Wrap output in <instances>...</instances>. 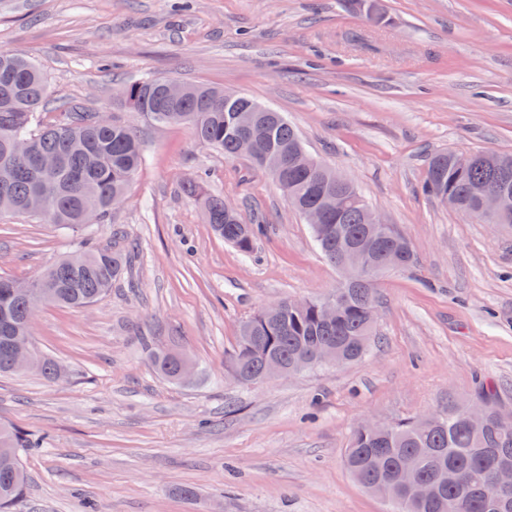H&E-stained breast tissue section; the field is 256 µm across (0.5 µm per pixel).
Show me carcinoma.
<instances>
[{
  "instance_id": "carcinoma-1",
  "label": "carcinoma",
  "mask_w": 512,
  "mask_h": 512,
  "mask_svg": "<svg viewBox=\"0 0 512 512\" xmlns=\"http://www.w3.org/2000/svg\"><path fill=\"white\" fill-rule=\"evenodd\" d=\"M155 84L144 79L126 85L125 105L156 123L187 128L196 141L223 150L227 157L237 156L239 137L249 134L255 143L250 161L267 171L278 168L272 179L289 205L300 214L321 212L323 224L311 231L328 262L343 266L344 245L378 235L373 211L355 185H338L334 170L320 161H305L309 153L283 113L255 112L253 124L244 130L238 114L257 106L250 98L227 104L224 90L190 83L183 97L168 101ZM47 104L48 84L41 68L25 56L0 51V215L44 216L67 233L87 230L86 218L103 223L112 200L125 196L142 162L141 146L133 130L115 119L94 125L89 112H48ZM16 134L31 141L29 155L12 154L10 140ZM42 155H59L63 165L44 172L36 165ZM481 182L504 183L512 191V154L479 152L463 161L454 152L438 153L429 162L423 191L436 199L456 196L463 210L487 224H512V214L489 218L477 210L471 187ZM189 192L214 232L242 254H251L253 225L202 183L189 186ZM389 249L402 250L403 266H413L410 243L395 230L378 242L376 255ZM77 252L79 262L65 256L32 280L26 296L11 293L14 279L0 275V374L13 372L10 345L29 335L34 302L82 308L104 297L129 267V252L118 240L110 247L85 240ZM379 274L359 273L329 294L338 308L334 320L322 315L323 297L285 299L278 309L250 317L230 359L233 377L254 384L272 361L297 372L310 370L320 366L316 355L326 346L335 347L344 363L360 358L373 335ZM186 361L172 352L152 354L157 373L173 382ZM483 401L486 414L478 428L470 426L461 405L431 412L423 427L414 419L392 423L381 432L358 427L345 465L360 485L389 502L391 512H512V492L499 491L496 483L497 468L512 465V427L498 423L491 396ZM29 447L22 432L0 424V512H9L24 493L22 453ZM406 468L434 487L432 497L419 500L401 483L399 475ZM450 469L459 471L464 482L448 484Z\"/></svg>"
}]
</instances>
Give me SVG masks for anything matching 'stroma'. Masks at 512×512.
Returning a JSON list of instances; mask_svg holds the SVG:
<instances>
[{
  "label": "stroma",
  "mask_w": 512,
  "mask_h": 512,
  "mask_svg": "<svg viewBox=\"0 0 512 512\" xmlns=\"http://www.w3.org/2000/svg\"><path fill=\"white\" fill-rule=\"evenodd\" d=\"M0 50L35 60L53 105L132 125L143 154L90 232L100 245L122 233L127 274L90 308L34 320L64 377L0 376V423L35 443L12 512H388L344 465L360 423L489 390L512 410V225L421 191L438 152L512 153V0H0ZM151 77L285 113L408 239L415 264L380 277L377 336L360 359L233 378L246 319L342 276L267 173L124 104L118 89ZM200 177L261 220L250 255L187 196ZM77 242L42 218H1L0 274L32 279ZM155 349L187 354L193 379L157 374Z\"/></svg>",
  "instance_id": "obj_1"
}]
</instances>
